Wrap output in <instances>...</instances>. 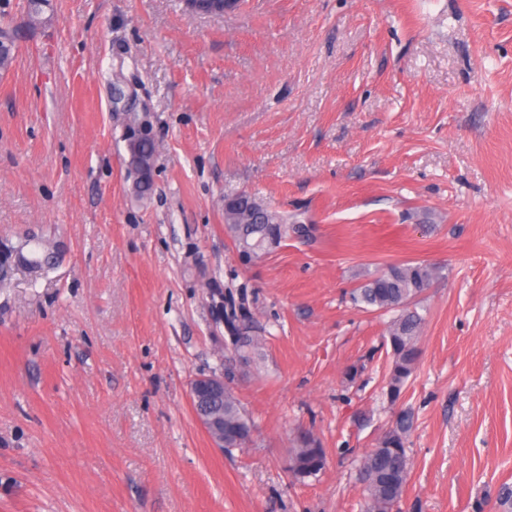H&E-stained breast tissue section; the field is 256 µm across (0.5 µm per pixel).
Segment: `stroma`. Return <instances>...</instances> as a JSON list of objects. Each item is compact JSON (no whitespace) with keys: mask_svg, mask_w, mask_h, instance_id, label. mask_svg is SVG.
<instances>
[{"mask_svg":"<svg viewBox=\"0 0 512 512\" xmlns=\"http://www.w3.org/2000/svg\"><path fill=\"white\" fill-rule=\"evenodd\" d=\"M7 0L0 242L58 265L0 285V512H361L391 415L387 316L364 271L440 269L422 297L401 512H474L512 485V0ZM158 143L132 193L115 73ZM255 194L312 228L259 258L224 230ZM262 332L235 391L249 448H214L190 398L221 371L214 302ZM309 430L327 464L294 479Z\"/></svg>","mask_w":512,"mask_h":512,"instance_id":"1","label":"stroma"}]
</instances>
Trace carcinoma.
Listing matches in <instances>:
<instances>
[{
    "label": "carcinoma",
    "mask_w": 512,
    "mask_h": 512,
    "mask_svg": "<svg viewBox=\"0 0 512 512\" xmlns=\"http://www.w3.org/2000/svg\"><path fill=\"white\" fill-rule=\"evenodd\" d=\"M251 202L252 195L246 193L224 200L225 229L236 248L245 244L261 256L269 252L273 241L279 246L298 231L303 237L308 235L307 225L290 224L282 217L276 219L266 207L262 208L263 219L254 221ZM56 263V252L38 237L0 251V266L20 264L38 273L52 269ZM438 275L437 267L424 262L392 264L366 274L351 293L352 302L360 308L393 313L386 339L392 358L387 397L393 404L416 372L419 339L425 321L417 311V304ZM263 341V337L241 328L230 337L235 355L242 358L248 368L255 364ZM193 406L196 410L211 409L219 431L224 433L225 452L247 448L253 442L254 422L236 397L231 382L225 383L224 398L211 400L201 393L193 399ZM413 428L411 409L394 411L375 447L364 455L360 467L365 482L363 512H394L403 499L410 478L407 443ZM325 459L320 442L307 432L291 451L289 470L299 479L312 477L323 470ZM487 507L491 512H512V486L502 485L492 502L477 503L476 512H484Z\"/></svg>",
    "instance_id": "cac0c4a2"
}]
</instances>
